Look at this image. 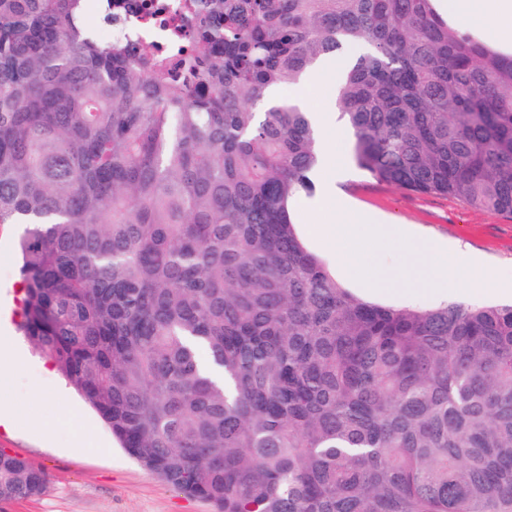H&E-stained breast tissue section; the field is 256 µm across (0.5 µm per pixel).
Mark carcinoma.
Here are the masks:
<instances>
[{
    "label": "carcinoma",
    "mask_w": 512,
    "mask_h": 512,
    "mask_svg": "<svg viewBox=\"0 0 512 512\" xmlns=\"http://www.w3.org/2000/svg\"><path fill=\"white\" fill-rule=\"evenodd\" d=\"M194 88L0 0V224L21 329L122 448L216 512H512V305L365 301L292 206L321 161L271 91L349 45L336 110L376 181L512 215V54L433 0H186ZM47 473L0 451V502Z\"/></svg>",
    "instance_id": "obj_1"
}]
</instances>
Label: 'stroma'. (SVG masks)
<instances>
[{
	"instance_id": "stroma-1",
	"label": "stroma",
	"mask_w": 512,
	"mask_h": 512,
	"mask_svg": "<svg viewBox=\"0 0 512 512\" xmlns=\"http://www.w3.org/2000/svg\"><path fill=\"white\" fill-rule=\"evenodd\" d=\"M338 165L343 168L338 189L357 210L458 243L484 259L471 283L457 285L455 300L512 303V216L402 190L372 179L351 160L324 156L323 169ZM334 207V199L312 195L295 209L306 246L331 268L336 251L324 230ZM21 230L18 224H0V338L19 345L28 360L26 370L0 380V404L11 405L17 420L15 427L0 426V448L45 469L50 483L40 497L0 503V512H214L209 502L178 493L130 458L62 374L48 380L40 375L45 357L18 329Z\"/></svg>"
}]
</instances>
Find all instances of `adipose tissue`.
Instances as JSON below:
<instances>
[{
	"mask_svg": "<svg viewBox=\"0 0 512 512\" xmlns=\"http://www.w3.org/2000/svg\"><path fill=\"white\" fill-rule=\"evenodd\" d=\"M437 2L452 21L478 30L489 40L512 45V0ZM400 240L407 248L403 266L395 271L381 265L378 256ZM328 241L335 246L345 275L378 289L441 287L448 278L465 279L482 267L478 257L461 248L421 238L406 227L392 228L354 212L344 202L336 205Z\"/></svg>",
	"mask_w": 512,
	"mask_h": 512,
	"instance_id": "ef3b65f1",
	"label": "adipose tissue"
}]
</instances>
